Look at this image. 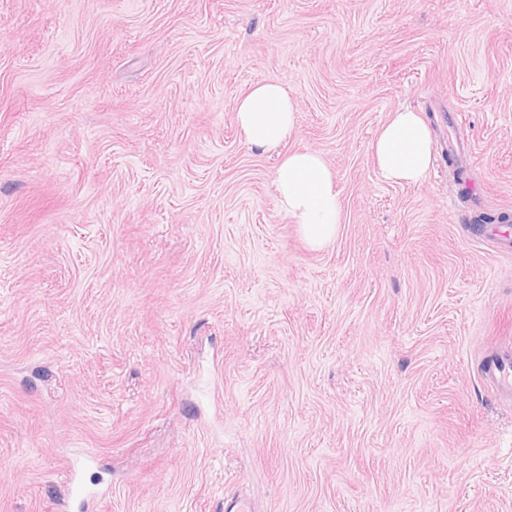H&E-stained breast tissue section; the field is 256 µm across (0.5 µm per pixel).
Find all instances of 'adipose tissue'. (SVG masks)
<instances>
[{
  "instance_id": "1",
  "label": "adipose tissue",
  "mask_w": 512,
  "mask_h": 512,
  "mask_svg": "<svg viewBox=\"0 0 512 512\" xmlns=\"http://www.w3.org/2000/svg\"><path fill=\"white\" fill-rule=\"evenodd\" d=\"M234 119L250 146L273 152L296 132V103L280 82H257L239 99ZM371 155L386 181L422 184L432 148L420 115L409 109L391 112L371 143ZM274 185L279 208L297 224L310 248L321 249L335 238L342 222L339 190L320 152L305 148L284 154Z\"/></svg>"
}]
</instances>
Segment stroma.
<instances>
[{
    "mask_svg": "<svg viewBox=\"0 0 512 512\" xmlns=\"http://www.w3.org/2000/svg\"><path fill=\"white\" fill-rule=\"evenodd\" d=\"M299 103L278 152L248 86ZM419 112L433 161L370 143ZM321 151L311 249L281 154ZM512 0H0V512H512ZM234 119L250 146L277 151L296 132V103L280 82H256L239 99ZM370 149L381 176L392 184H422L432 161L429 130L420 115L410 109L391 112ZM274 185L279 208L298 225L310 248L319 250L336 237L342 223L339 190L320 152L305 148L283 155ZM486 374L494 387L501 392L512 393V347L496 354V359L485 365Z\"/></svg>",
    "mask_w": 512,
    "mask_h": 512,
    "instance_id": "obj_1",
    "label": "stroma"
}]
</instances>
